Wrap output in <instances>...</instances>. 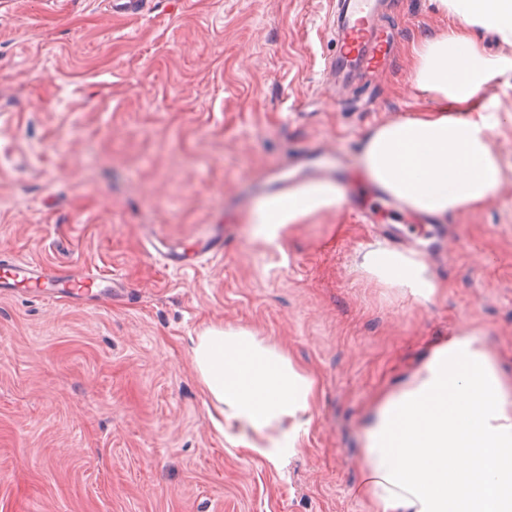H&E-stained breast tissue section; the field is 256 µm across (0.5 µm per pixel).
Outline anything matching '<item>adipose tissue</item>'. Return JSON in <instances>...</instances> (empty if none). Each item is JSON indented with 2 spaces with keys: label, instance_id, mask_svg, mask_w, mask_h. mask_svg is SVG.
Listing matches in <instances>:
<instances>
[{
  "label": "adipose tissue",
  "instance_id": "obj_1",
  "mask_svg": "<svg viewBox=\"0 0 512 512\" xmlns=\"http://www.w3.org/2000/svg\"><path fill=\"white\" fill-rule=\"evenodd\" d=\"M434 2L447 28L406 48L411 85L431 106L373 128L359 164L408 210L444 220L485 207L503 180L492 145L501 118L478 94L512 75V0ZM482 30L497 36L501 52L486 50ZM342 202L332 183L303 184L262 200L251 233L278 246L287 227ZM358 267L423 303L443 291L414 252L379 244ZM191 354L225 441L284 468L315 424L316 375L243 325L205 326ZM360 441L356 494L367 512H512V378L471 330H454L400 384L376 395Z\"/></svg>",
  "mask_w": 512,
  "mask_h": 512
}]
</instances>
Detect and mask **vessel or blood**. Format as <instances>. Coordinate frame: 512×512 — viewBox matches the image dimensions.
Segmentation results:
<instances>
[{"label":"vessel or blood","mask_w":512,"mask_h":512,"mask_svg":"<svg viewBox=\"0 0 512 512\" xmlns=\"http://www.w3.org/2000/svg\"><path fill=\"white\" fill-rule=\"evenodd\" d=\"M150 0H105L112 13L141 16ZM385 0H335L329 24L336 34L335 47L322 71L324 84L348 82L384 71L391 63L388 39L380 25ZM45 297L47 289L58 288L70 299L88 297L111 299L125 290L122 278L87 268L74 275L66 270H51L42 264L0 257V295H14L17 289Z\"/></svg>","instance_id":"b4317fda"}]
</instances>
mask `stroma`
<instances>
[{"mask_svg":"<svg viewBox=\"0 0 512 512\" xmlns=\"http://www.w3.org/2000/svg\"><path fill=\"white\" fill-rule=\"evenodd\" d=\"M0 0V256L121 276L85 305L0 298V512H366L360 419L453 329L512 377V122L497 195L443 223L371 195L365 135L429 108L402 49L440 32L394 0L391 65L330 89V0ZM342 161L340 209L255 241L267 177ZM204 240L217 253L200 254ZM417 252L423 304L366 279L359 252ZM189 260L165 263L161 251ZM245 325L319 379L316 423L283 469L228 446L192 364L203 325ZM151 0H106L108 10L113 14L125 16H142L149 10Z\"/></svg>","mask_w":512,"mask_h":512,"instance_id":"stroma-1","label":"stroma"}]
</instances>
